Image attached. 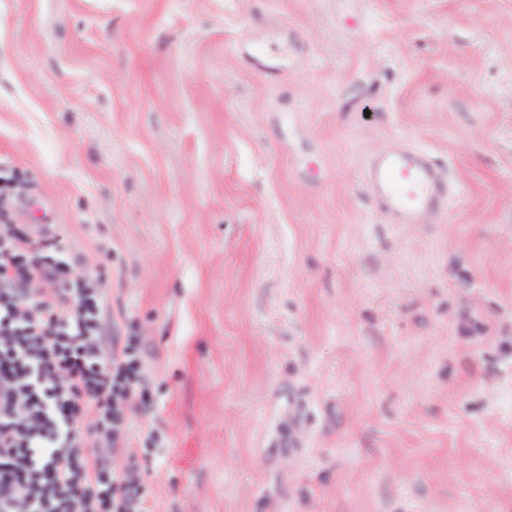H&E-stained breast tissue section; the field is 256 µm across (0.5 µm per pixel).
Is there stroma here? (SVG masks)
<instances>
[{"instance_id":"obj_1","label":"stroma","mask_w":512,"mask_h":512,"mask_svg":"<svg viewBox=\"0 0 512 512\" xmlns=\"http://www.w3.org/2000/svg\"><path fill=\"white\" fill-rule=\"evenodd\" d=\"M0 178L142 344L143 512H512V0H0ZM248 58L251 64L269 81H276L284 72L285 65L278 56L255 50L253 54L248 55ZM365 184L377 208L398 224H417L428 214L443 213L447 195L438 164L412 147L370 157Z\"/></svg>"}]
</instances>
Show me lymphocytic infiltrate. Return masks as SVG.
Here are the masks:
<instances>
[{
    "label": "lymphocytic infiltrate",
    "instance_id": "lymphocytic-infiltrate-1",
    "mask_svg": "<svg viewBox=\"0 0 512 512\" xmlns=\"http://www.w3.org/2000/svg\"><path fill=\"white\" fill-rule=\"evenodd\" d=\"M98 277H73L50 243L0 226V512H139L146 491L84 453L118 450L139 341L104 348Z\"/></svg>",
    "mask_w": 512,
    "mask_h": 512
}]
</instances>
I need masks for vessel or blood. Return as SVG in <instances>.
<instances>
[{
	"label": "vessel or blood",
	"instance_id": "1",
	"mask_svg": "<svg viewBox=\"0 0 512 512\" xmlns=\"http://www.w3.org/2000/svg\"><path fill=\"white\" fill-rule=\"evenodd\" d=\"M251 64L270 81L285 65L280 57L254 52ZM365 183L377 208L399 224H413L428 214L443 213L447 195L438 164L427 154L405 147L370 157L364 167Z\"/></svg>",
	"mask_w": 512,
	"mask_h": 512
}]
</instances>
